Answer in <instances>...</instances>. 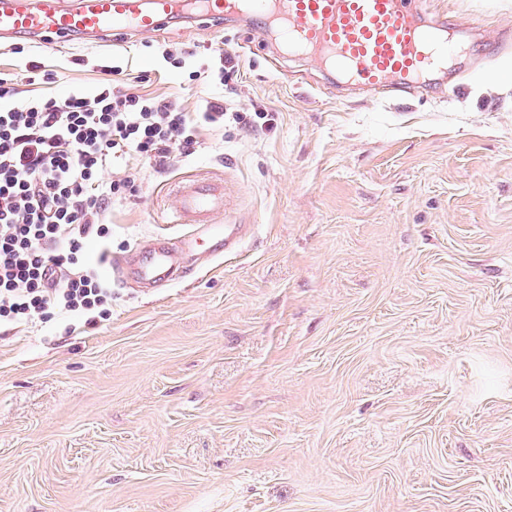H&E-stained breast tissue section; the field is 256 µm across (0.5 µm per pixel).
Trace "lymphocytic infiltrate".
Wrapping results in <instances>:
<instances>
[{"label":"lymphocytic infiltrate","instance_id":"f902f5d3","mask_svg":"<svg viewBox=\"0 0 512 512\" xmlns=\"http://www.w3.org/2000/svg\"><path fill=\"white\" fill-rule=\"evenodd\" d=\"M0 78V323L29 325L66 312L93 313L112 297L84 257L107 240L114 198L133 191L132 166L191 154L203 125L224 107L185 111L175 100L115 90L22 99L20 82Z\"/></svg>","mask_w":512,"mask_h":512}]
</instances>
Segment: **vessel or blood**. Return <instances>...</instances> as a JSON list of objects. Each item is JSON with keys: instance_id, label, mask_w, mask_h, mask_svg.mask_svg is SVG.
I'll use <instances>...</instances> for the list:
<instances>
[{"instance_id": "1", "label": "vessel or blood", "mask_w": 512, "mask_h": 512, "mask_svg": "<svg viewBox=\"0 0 512 512\" xmlns=\"http://www.w3.org/2000/svg\"><path fill=\"white\" fill-rule=\"evenodd\" d=\"M178 17L249 20L290 53L382 101L405 99L417 88L458 86L475 69L469 39L449 34L456 19L428 11L422 0H0V45L18 37L96 41L151 33ZM172 194V221L184 232L155 237L111 265L145 288L177 280L194 255L211 260L238 243L237 225L214 221L224 211L222 180L188 179Z\"/></svg>"}]
</instances>
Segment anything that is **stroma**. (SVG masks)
<instances>
[{"label":"stroma","mask_w":512,"mask_h":512,"mask_svg":"<svg viewBox=\"0 0 512 512\" xmlns=\"http://www.w3.org/2000/svg\"><path fill=\"white\" fill-rule=\"evenodd\" d=\"M471 27L512 0H432ZM232 57L225 83L192 79ZM25 96L128 92L273 114L206 126L111 203L103 271L158 234L181 177L224 182L237 249L112 314L0 327V512H512V55L492 80L383 102L260 30L172 23L0 47Z\"/></svg>","instance_id":"stroma-1"}]
</instances>
